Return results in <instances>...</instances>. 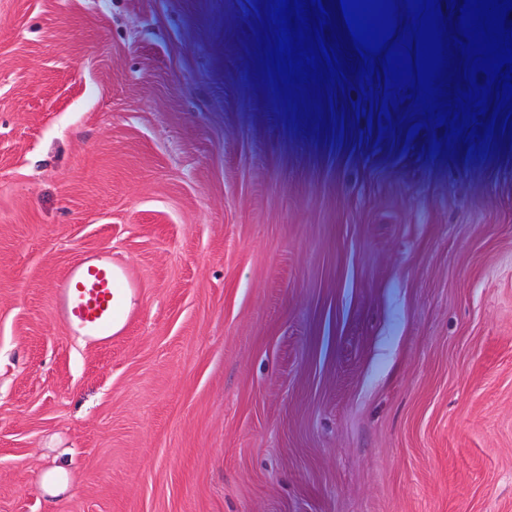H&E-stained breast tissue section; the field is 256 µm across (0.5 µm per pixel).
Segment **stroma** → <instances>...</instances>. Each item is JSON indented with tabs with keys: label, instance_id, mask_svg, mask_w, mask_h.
Returning a JSON list of instances; mask_svg holds the SVG:
<instances>
[{
	"label": "stroma",
	"instance_id": "stroma-1",
	"mask_svg": "<svg viewBox=\"0 0 512 512\" xmlns=\"http://www.w3.org/2000/svg\"><path fill=\"white\" fill-rule=\"evenodd\" d=\"M257 0H0V512H512V153L299 129ZM139 281L107 347L54 284Z\"/></svg>",
	"mask_w": 512,
	"mask_h": 512
}]
</instances>
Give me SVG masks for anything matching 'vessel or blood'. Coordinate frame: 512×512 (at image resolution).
<instances>
[{
    "mask_svg": "<svg viewBox=\"0 0 512 512\" xmlns=\"http://www.w3.org/2000/svg\"><path fill=\"white\" fill-rule=\"evenodd\" d=\"M136 286L130 269L109 252L85 256L55 285L57 315L72 335L109 345L131 319L129 298Z\"/></svg>",
    "mask_w": 512,
    "mask_h": 512,
    "instance_id": "b4317fda",
    "label": "vessel or blood"
}]
</instances>
